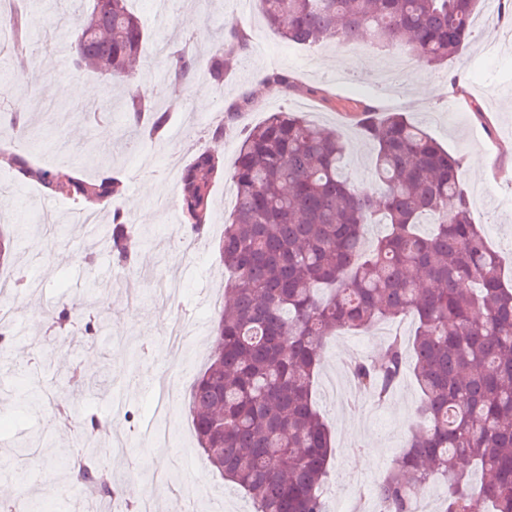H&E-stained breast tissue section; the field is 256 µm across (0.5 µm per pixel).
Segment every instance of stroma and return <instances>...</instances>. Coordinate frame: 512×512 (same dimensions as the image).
<instances>
[{
  "mask_svg": "<svg viewBox=\"0 0 512 512\" xmlns=\"http://www.w3.org/2000/svg\"><path fill=\"white\" fill-rule=\"evenodd\" d=\"M34 7L41 25L32 41L40 51L26 66L0 58V80L21 74L18 97L35 95L62 114L59 122L38 112L33 115L39 130L37 152H48L60 141L69 146L68 159L57 165L61 175H68L71 160L83 156L88 148L111 154L114 171L125 184V198L140 199L142 204L141 209L128 212L131 222L141 228L132 247L138 255L133 279L142 294L136 304H128L124 289L114 285L119 270L110 256L98 255L94 267L85 265L83 256L98 233L75 223L72 201L54 200L52 207L61 215L59 236L43 262L32 267L40 288L22 302L13 328L12 363L0 369V498L39 501L41 512H79L80 493L71 490L69 475L62 472L58 460L61 452L78 447L80 434L74 424L60 423L51 413L69 390L71 368L78 365L92 378L107 371L117 399L132 406L133 417L127 420L112 416L102 390L88 389L83 398L91 411L112 420L104 435L109 448L99 451V464L111 471L124 500L137 501L147 492L155 501V512H167L172 499L186 512L182 484L190 474L207 490L208 507L249 512L246 495L212 471L196 450L187 400L178 402L172 416L186 453L174 463L166 452L152 448L144 430L155 421V400L137 384L138 378L165 363L159 347L172 312L208 325L217 318L212 306H199L198 297L205 289L214 296L221 294L227 284L211 241L223 233L234 208V186L224 179L213 189L211 241L197 242L195 254L185 261L168 254L159 228L165 223L180 224L181 213L175 209L164 216L157 214L153 201L156 192L170 190V182L144 170L136 157L122 149L119 133L125 118L121 107L111 108L107 124L95 128L86 124L79 111L81 102L68 94V87H91L100 99L110 81L95 73L73 71L69 57L46 46L47 28H61L64 18L75 15L67 0H34ZM134 8L147 22L148 36L142 45L146 53L155 42L177 34L194 35L196 51L205 53L212 32L231 23L246 34H262L269 45L266 51L250 48L238 56L220 95L163 86L157 64L142 74L141 86L158 90L160 106L178 105V139H166L161 145L147 141L140 147L141 152L154 155L156 163L173 155L184 165L198 152L213 149L223 158L225 168H232L239 145L237 129L261 123L271 113L288 111L344 134L349 141L347 175L359 187L378 193L382 185L374 174V146L360 130L359 115L367 107L380 115L403 112L460 158L461 183L472 217L482 225L503 268H512V209L501 205L504 196H512V33L498 20L476 24L471 41L448 62L431 68L417 63L402 68L395 50H375L366 44L344 43L322 52L321 62H304L302 46L284 42L270 31L258 0L246 8L240 0H168L156 22L151 19L152 0H135ZM276 72L286 74L288 84L280 88L264 85V78ZM202 98L208 102L204 110L198 106ZM452 106L457 109L453 119L448 116ZM226 112L235 113L236 130L221 140L211 139L209 118ZM476 155L485 157L484 168L471 166ZM105 296L111 297V304H102ZM72 301L86 302L104 316L107 331L102 336H76L73 347L54 362L42 361L39 352L47 345L42 325L61 304ZM363 337V332L355 331L349 342L339 345L328 340L323 368L313 386V399L329 424L336 448L324 490L329 512H349L359 498L364 499L368 512H375L376 499L359 495L356 484L382 476L419 421L420 390L409 371L383 404L380 417L362 411L368 396L356 387H349L344 401H337L329 385L332 372L345 371L352 357L371 358L382 350V342L367 344ZM31 388L40 392L38 404L20 407L21 392Z\"/></svg>",
  "mask_w": 512,
  "mask_h": 512,
  "instance_id": "stroma-1",
  "label": "stroma"
}]
</instances>
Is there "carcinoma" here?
<instances>
[{
	"mask_svg": "<svg viewBox=\"0 0 512 512\" xmlns=\"http://www.w3.org/2000/svg\"><path fill=\"white\" fill-rule=\"evenodd\" d=\"M129 0H88L68 34L76 71L104 74L116 85L136 79L146 38ZM268 27L304 46L367 39L405 49L425 67L459 53L471 36L481 0H259ZM8 32L16 51L30 48L39 26L30 0L9 3ZM248 48L238 26L222 28L201 60L189 41L162 60L167 80L187 89L204 69L206 85L224 90L233 57ZM155 96L125 100L121 138L163 140L171 109ZM0 155L20 184L47 198L69 199L105 218L101 244L123 270L135 264L130 221L116 203L123 183L112 156L88 152L67 177L7 146L33 136L30 112H8ZM360 128L374 143L384 192L374 196L342 172L344 143L334 129L289 112H274L247 129L231 172L202 151L183 167L178 205L186 235L203 238L212 224L211 196L227 175L235 208L216 249L230 273L214 328V352L190 388V421L210 466L249 497L253 512H328L321 487L335 454L328 425L313 400L326 340L344 330H368L379 320L410 316L411 340L394 336L380 355L354 363L361 390L384 402L412 356L421 393L420 424L375 488L391 512H414L422 493L447 485L439 512H512V284L499 256L474 223L460 182V160L401 112L380 119L363 112ZM388 233L366 248L376 218ZM429 220L434 232L416 226ZM28 237L25 224L0 225V266ZM101 331L81 302L63 305L49 333ZM66 414L86 440L80 459H60L78 483L110 501L112 477L95 464L94 435L108 421L85 409L86 376L70 372ZM481 469L471 486L460 462Z\"/></svg>",
	"mask_w": 512,
	"mask_h": 512,
	"instance_id": "obj_1",
	"label": "carcinoma"
}]
</instances>
